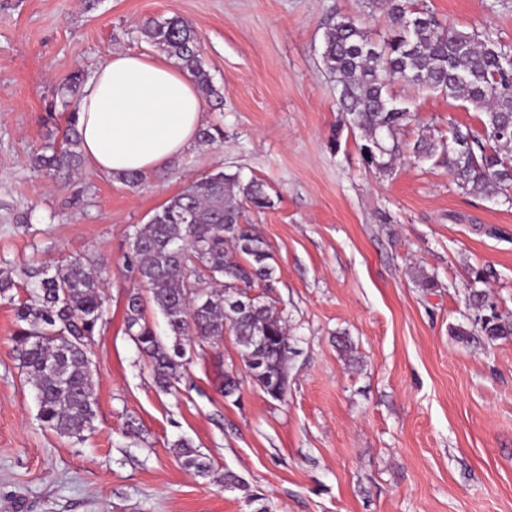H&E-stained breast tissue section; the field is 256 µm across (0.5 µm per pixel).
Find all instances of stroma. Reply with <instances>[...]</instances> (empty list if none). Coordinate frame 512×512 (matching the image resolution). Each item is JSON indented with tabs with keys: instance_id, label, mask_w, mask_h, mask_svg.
<instances>
[{
	"instance_id": "stroma-1",
	"label": "stroma",
	"mask_w": 512,
	"mask_h": 512,
	"mask_svg": "<svg viewBox=\"0 0 512 512\" xmlns=\"http://www.w3.org/2000/svg\"><path fill=\"white\" fill-rule=\"evenodd\" d=\"M463 31L512 48V0H417ZM359 0H0V271L93 261L107 323L89 346L98 413L84 439L37 418L0 298V512H253L224 471L266 497L270 512H512V336L474 330V271L512 319V205L463 195L445 166L402 155L369 172L359 131L342 121L320 61L323 27ZM181 17L201 37L223 94L195 145L137 186L90 164L57 178L29 155L65 126L76 100L64 79L115 53L156 54L148 18ZM418 124L480 130L462 102L394 83ZM221 170L257 180L270 208L247 210L272 246L265 291L288 324V388L269 397L242 369L232 337L196 344L184 377L157 392L124 332L129 236L191 181ZM434 288L420 285L421 277ZM139 432L130 435L128 423ZM188 439L213 474L185 471Z\"/></svg>"
}]
</instances>
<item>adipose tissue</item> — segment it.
Returning a JSON list of instances; mask_svg holds the SVG:
<instances>
[{
  "label": "adipose tissue",
  "instance_id": "1",
  "mask_svg": "<svg viewBox=\"0 0 512 512\" xmlns=\"http://www.w3.org/2000/svg\"><path fill=\"white\" fill-rule=\"evenodd\" d=\"M204 121L194 80L163 56L115 53L85 82L78 129L100 173H147L183 155Z\"/></svg>",
  "mask_w": 512,
  "mask_h": 512
}]
</instances>
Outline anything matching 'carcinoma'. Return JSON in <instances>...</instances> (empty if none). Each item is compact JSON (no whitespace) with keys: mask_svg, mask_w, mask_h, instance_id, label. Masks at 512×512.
<instances>
[{"mask_svg":"<svg viewBox=\"0 0 512 512\" xmlns=\"http://www.w3.org/2000/svg\"><path fill=\"white\" fill-rule=\"evenodd\" d=\"M363 3L369 14L385 12L389 36L375 41L361 15H338L324 27L321 53L341 111L363 134V164L388 176L407 147L418 161L445 164L464 195L512 204V49L487 30L444 24L411 0ZM142 34L179 61L203 99L222 103L191 23L149 18ZM396 81L473 106L483 115L481 133L450 121L444 136L426 124L412 144L403 143L399 132L415 114L394 94ZM77 123V113H70L65 128L32 155L34 168L59 175L82 166ZM271 205L258 184L218 170L190 182L131 235L127 269L138 287L126 298L125 334L159 391L175 388L195 340L218 345L228 326L246 370L258 366L250 379L274 399L285 395L279 376L286 372V323L265 296L248 298L256 285L273 279L275 267L271 245L245 222V211ZM20 278L27 297L15 308V342L38 419L61 436L80 439L96 417L89 345L105 324L103 282L81 257L25 268ZM478 325L490 340L512 336V320L500 316ZM176 447L186 471L211 472L210 460L191 441ZM222 484L245 492L255 512H268L263 498L233 472L224 473Z\"/></svg>","mask_w":512,"mask_h":512,"instance_id":"1","label":"carcinoma"}]
</instances>
